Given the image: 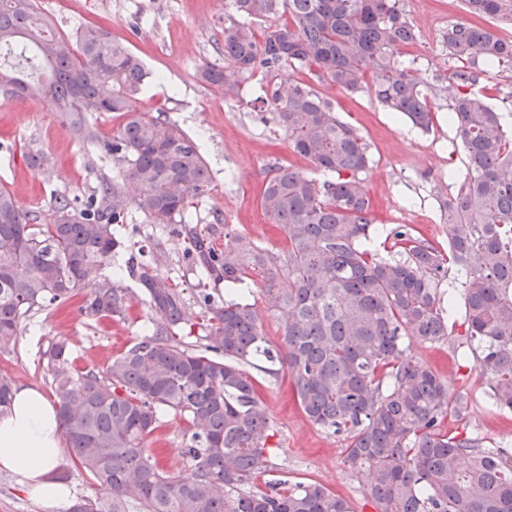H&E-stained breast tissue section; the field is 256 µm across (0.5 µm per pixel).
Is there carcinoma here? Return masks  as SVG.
<instances>
[{"label": "carcinoma", "mask_w": 512, "mask_h": 512, "mask_svg": "<svg viewBox=\"0 0 512 512\" xmlns=\"http://www.w3.org/2000/svg\"><path fill=\"white\" fill-rule=\"evenodd\" d=\"M507 0H465L479 17L512 24ZM224 55L234 65L202 67V80L232 93L262 67L275 74L263 106L323 181L285 167L272 170L261 196L268 223L288 241L283 253L237 247L214 224L190 226L193 201L212 177L196 141L174 122L137 106L149 77L127 47L100 27L73 34L53 28L37 0H0V94L48 101L63 126L122 166L81 205L56 200L47 218L21 208L0 188V351L15 346L23 319L90 289L88 319L124 316V289L103 275L132 213L147 224H180L200 280L237 287L257 276L268 309L285 317L281 346L266 338L253 305L216 301L198 291L205 335L188 323L186 301L169 278L142 259L120 273L135 280L160 316L156 327L103 368H77L68 342L46 353L66 451L98 494L69 512H354L318 483L254 484L266 467L268 409L249 368L276 376L287 368L296 399L320 429L343 437L345 462L365 469V499L375 512H512V448L443 432L464 417L466 391L449 392L429 366L406 355V340L444 343L472 355L489 380L493 407L512 413V92L504 109L478 90L489 68L512 73V42L478 23H456L444 39L453 62L448 121L467 156L456 193L441 201L448 250L408 225L388 232L399 250L370 247L363 174L369 145L334 104L285 68L304 69L350 93L366 92L422 131L432 125L427 95L402 48L414 31L401 0H230ZM271 21L264 40L251 20ZM377 72L362 84L366 68ZM93 112L124 122L102 137ZM132 183L131 195L125 183ZM455 275H450V270ZM288 287H280L281 282ZM0 376V415L12 399ZM187 418L183 455L190 473L160 470L144 448L162 411Z\"/></svg>", "instance_id": "cac0c4a2"}]
</instances>
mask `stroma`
Returning a JSON list of instances; mask_svg holds the SVG:
<instances>
[{
  "instance_id": "stroma-1",
  "label": "stroma",
  "mask_w": 512,
  "mask_h": 512,
  "mask_svg": "<svg viewBox=\"0 0 512 512\" xmlns=\"http://www.w3.org/2000/svg\"><path fill=\"white\" fill-rule=\"evenodd\" d=\"M42 12L65 33L85 26H100L123 42L150 71L138 106L170 119L194 138L207 163L212 189L195 203L198 226L222 221L232 240L272 251L283 250L282 228L269 224L260 205L262 188L272 167H291L309 177L323 179L322 171L299 155L271 117L255 110L265 85L250 76L235 93L226 95L201 81L200 68L224 61V15L229 0H38ZM415 39L403 52L413 59V75L427 89L433 127L422 132L387 112L366 94L352 95L319 82L314 73L293 71V78L314 85L332 99L340 117L368 142L370 166L364 174L370 200V218L379 233L373 241L381 255L396 253L385 232L407 224L439 246L447 248L449 228L439 201L448 193L449 173L464 174L466 156L456 129L448 122L450 65L443 35L448 26L470 22L463 0H402ZM41 152L48 162L30 167L28 155ZM111 156L78 142L62 125L48 103L10 100L0 105V185L10 190L19 205L39 215L50 213L57 196L82 202L97 189L101 178L115 174ZM187 243L171 228L135 223L117 260L145 251L186 299L192 318H199L196 301L198 276L185 255ZM130 307L124 319L88 321L80 317L79 300L63 309L32 312L23 323L14 348L0 353V375L52 393L51 375L43 353L49 343L68 339L78 367L101 366L124 352L159 320L135 280L122 278ZM239 298L253 304L271 344H279L284 319L265 304L264 283L254 277L241 285ZM409 356L432 367L449 390L467 389L471 412L466 420L447 419L445 431L468 434L485 444L512 447V414L493 408L488 379L473 363L458 361L451 343L411 341ZM256 388L270 414L273 437L270 464L255 478L257 485L282 479L317 482L350 500L362 512L366 473L352 472L341 453V437L313 425L294 398L287 376L272 378L253 370ZM161 427L145 443L161 470L186 474L182 454L185 419L171 413L160 418ZM0 512H47L26 490L20 475L0 470Z\"/></svg>"
}]
</instances>
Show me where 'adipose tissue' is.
I'll list each match as a JSON object with an SVG mask.
<instances>
[{"label": "adipose tissue", "instance_id": "adipose-tissue-1", "mask_svg": "<svg viewBox=\"0 0 512 512\" xmlns=\"http://www.w3.org/2000/svg\"><path fill=\"white\" fill-rule=\"evenodd\" d=\"M61 441L57 406L34 388L14 387L11 407L0 416V468L20 475L49 512H59L71 497L66 484L49 478Z\"/></svg>", "mask_w": 512, "mask_h": 512}]
</instances>
